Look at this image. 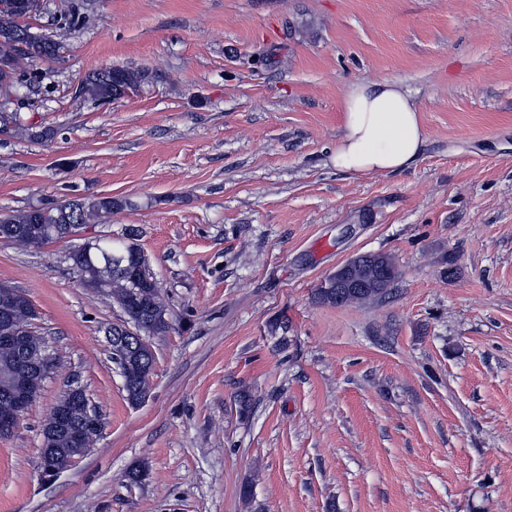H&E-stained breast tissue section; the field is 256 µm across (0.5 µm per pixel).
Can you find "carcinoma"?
Returning a JSON list of instances; mask_svg holds the SVG:
<instances>
[{"instance_id":"obj_1","label":"carcinoma","mask_w":512,"mask_h":512,"mask_svg":"<svg viewBox=\"0 0 512 512\" xmlns=\"http://www.w3.org/2000/svg\"><path fill=\"white\" fill-rule=\"evenodd\" d=\"M43 11V0H0V66L9 68L14 86H27L26 72H18L20 61H26L33 68L40 60H56L64 53L63 43L32 34L30 27L24 23V19L40 15ZM87 17L84 3L73 2L56 17V21L59 27L74 30L82 26ZM146 79V74L139 70L108 67L82 81L77 96L104 104L119 98L126 90L139 86ZM0 133L15 134L30 140H48L55 135L51 127L22 123L18 112L0 115ZM124 205V201L109 196H74L60 202L29 206L1 214L0 233L16 235L23 240V244L40 247L60 240V237L50 233L49 227L66 224L73 215L77 223L90 224L112 216L113 211ZM133 237L134 234L130 233L127 240L118 243L110 238L96 239L89 252L78 248L70 252L69 259L81 280L103 288L112 302L134 323L143 337L138 348L147 352L150 346L144 337L167 332L172 317L150 273L147 258L133 242ZM114 257L127 264L125 272L112 269ZM391 271L395 273L397 269L392 258L383 253L373 260L350 261L345 265V277L352 287L321 286L317 288L315 297L320 303L336 306L380 300L391 293L392 287L381 286L382 278ZM17 292L14 286L0 282V307L6 304L11 306L13 324L26 336V346L31 350H40L44 347V339L33 327L35 312L18 301ZM152 375L153 366L148 363H130L124 379L128 402L150 394ZM93 442L94 435L90 431L78 440L71 434H62L52 440L53 447L62 449V452L51 459L41 458V464L62 472L71 465V457L63 449L89 448Z\"/></svg>"}]
</instances>
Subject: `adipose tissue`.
I'll list each match as a JSON object with an SVG mask.
<instances>
[{
    "label": "adipose tissue",
    "instance_id": "1",
    "mask_svg": "<svg viewBox=\"0 0 512 512\" xmlns=\"http://www.w3.org/2000/svg\"><path fill=\"white\" fill-rule=\"evenodd\" d=\"M426 144L419 111L400 82L351 84L342 100V132L331 156L337 169L395 173L411 168Z\"/></svg>",
    "mask_w": 512,
    "mask_h": 512
}]
</instances>
